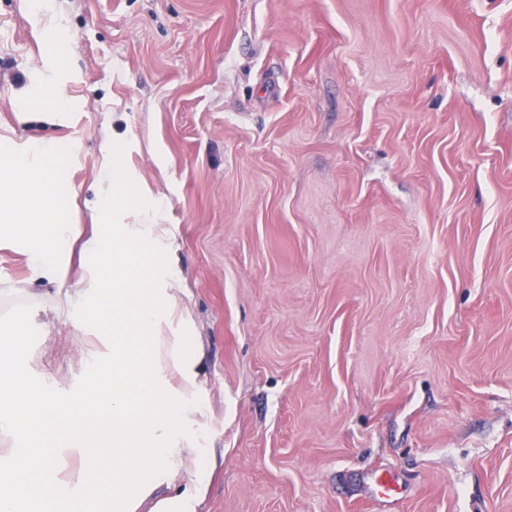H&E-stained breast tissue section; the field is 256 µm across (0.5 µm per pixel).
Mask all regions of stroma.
Returning <instances> with one entry per match:
<instances>
[{"instance_id": "obj_1", "label": "stroma", "mask_w": 512, "mask_h": 512, "mask_svg": "<svg viewBox=\"0 0 512 512\" xmlns=\"http://www.w3.org/2000/svg\"><path fill=\"white\" fill-rule=\"evenodd\" d=\"M1 140L63 146L82 241L113 143L157 207L202 512H512V0H0ZM80 258L0 235L48 385L82 370Z\"/></svg>"}]
</instances>
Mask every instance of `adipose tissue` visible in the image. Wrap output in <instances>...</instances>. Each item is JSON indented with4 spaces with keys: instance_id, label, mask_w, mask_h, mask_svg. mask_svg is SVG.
I'll use <instances>...</instances> for the list:
<instances>
[{
    "instance_id": "adipose-tissue-1",
    "label": "adipose tissue",
    "mask_w": 512,
    "mask_h": 512,
    "mask_svg": "<svg viewBox=\"0 0 512 512\" xmlns=\"http://www.w3.org/2000/svg\"><path fill=\"white\" fill-rule=\"evenodd\" d=\"M61 158L58 145L19 153L0 142V227L10 230L48 276L70 240L58 224L55 200L68 191L40 159ZM24 181L29 204L13 203ZM163 225H99L86 244L90 273L62 309L81 335L86 365L69 386L39 387L31 368L0 361V512H199L206 488L198 478L188 435L196 409L199 355H187L190 317L156 270H132L127 243L152 252ZM112 296V333L90 323L104 294ZM108 399L105 413L74 426L72 401Z\"/></svg>"
}]
</instances>
